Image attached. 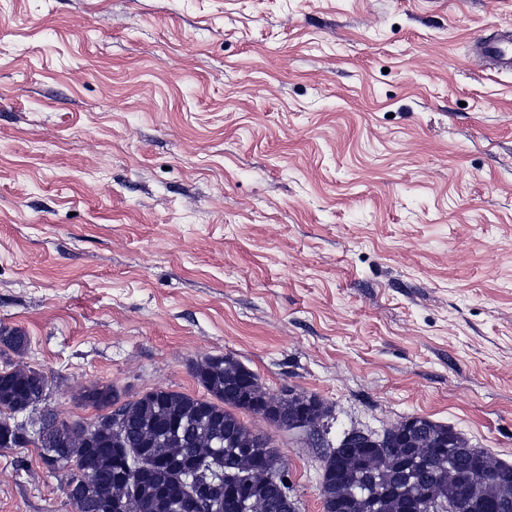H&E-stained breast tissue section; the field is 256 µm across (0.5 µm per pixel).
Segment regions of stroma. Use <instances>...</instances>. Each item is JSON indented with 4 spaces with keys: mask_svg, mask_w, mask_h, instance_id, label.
<instances>
[{
    "mask_svg": "<svg viewBox=\"0 0 512 512\" xmlns=\"http://www.w3.org/2000/svg\"><path fill=\"white\" fill-rule=\"evenodd\" d=\"M512 0H0V370L80 398L230 355L329 409L271 436L301 512L345 431L420 415L512 464ZM0 448V512H72ZM476 50L501 70L512 71V30L501 31L492 39L474 42Z\"/></svg>",
    "mask_w": 512,
    "mask_h": 512,
    "instance_id": "stroma-1",
    "label": "stroma"
}]
</instances>
